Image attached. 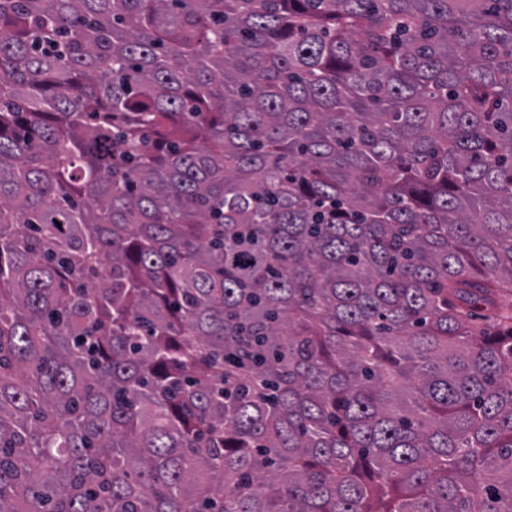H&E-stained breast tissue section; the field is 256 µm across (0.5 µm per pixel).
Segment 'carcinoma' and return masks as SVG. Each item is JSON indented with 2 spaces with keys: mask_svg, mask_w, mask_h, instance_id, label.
I'll list each match as a JSON object with an SVG mask.
<instances>
[{
  "mask_svg": "<svg viewBox=\"0 0 512 512\" xmlns=\"http://www.w3.org/2000/svg\"><path fill=\"white\" fill-rule=\"evenodd\" d=\"M0 512H512V0H0Z\"/></svg>",
  "mask_w": 512,
  "mask_h": 512,
  "instance_id": "obj_1",
  "label": "carcinoma"
}]
</instances>
